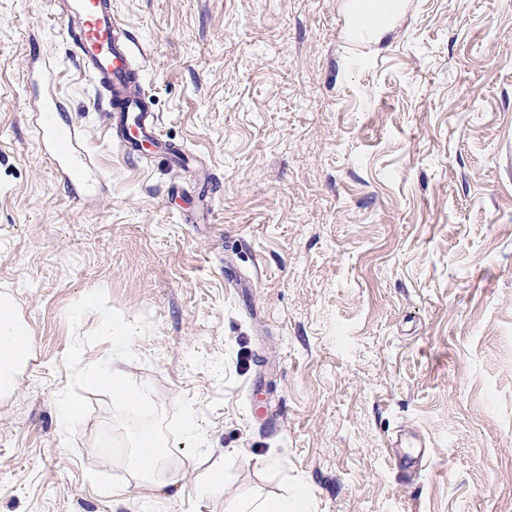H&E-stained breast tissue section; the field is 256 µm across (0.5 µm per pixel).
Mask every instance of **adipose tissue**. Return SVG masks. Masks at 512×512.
Masks as SVG:
<instances>
[{
  "label": "adipose tissue",
  "instance_id": "ef3b65f1",
  "mask_svg": "<svg viewBox=\"0 0 512 512\" xmlns=\"http://www.w3.org/2000/svg\"><path fill=\"white\" fill-rule=\"evenodd\" d=\"M402 0H348L346 7L359 28L381 40L390 30V19ZM33 349V337L25 320L17 313L8 294L0 295V399L12 395L19 376L27 366ZM161 440L139 435L133 444L130 465L135 474L149 483L166 485L175 481L178 465Z\"/></svg>",
  "mask_w": 512,
  "mask_h": 512
}]
</instances>
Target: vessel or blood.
Here are the masks:
<instances>
[{"instance_id":"vessel-or-blood-1","label":"vessel or blood","mask_w":512,"mask_h":512,"mask_svg":"<svg viewBox=\"0 0 512 512\" xmlns=\"http://www.w3.org/2000/svg\"><path fill=\"white\" fill-rule=\"evenodd\" d=\"M59 7L80 69L106 94L105 110L124 155L135 158L150 147L170 152V145L157 135L158 114L129 90L134 78L132 39L114 17L112 0H60ZM32 78L40 88L33 106L38 140L60 165L67 185L90 191V163L76 152L74 129L59 119L66 103L53 90L51 67L36 63Z\"/></svg>"}]
</instances>
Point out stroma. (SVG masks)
I'll return each mask as SVG.
<instances>
[{"label": "stroma", "instance_id": "stroma-1", "mask_svg": "<svg viewBox=\"0 0 512 512\" xmlns=\"http://www.w3.org/2000/svg\"><path fill=\"white\" fill-rule=\"evenodd\" d=\"M344 2L112 0L182 165L123 157L51 0H0V293L34 337L0 512H229L299 482L314 512H512V0H407L379 43ZM34 56L100 175L84 201L34 137ZM95 289L148 319L123 369L166 413L193 399L211 477L101 456V393L65 444L64 355L100 323L66 313Z\"/></svg>", "mask_w": 512, "mask_h": 512}]
</instances>
